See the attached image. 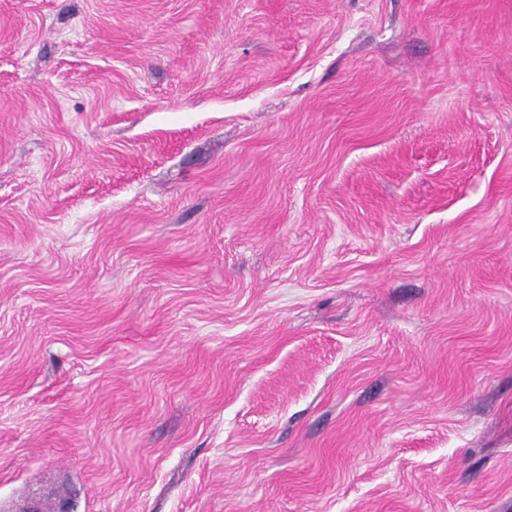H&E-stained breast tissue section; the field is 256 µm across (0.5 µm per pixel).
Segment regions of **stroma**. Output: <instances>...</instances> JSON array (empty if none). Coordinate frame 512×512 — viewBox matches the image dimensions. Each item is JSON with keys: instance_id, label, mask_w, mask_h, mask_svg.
Masks as SVG:
<instances>
[{"instance_id": "obj_1", "label": "stroma", "mask_w": 512, "mask_h": 512, "mask_svg": "<svg viewBox=\"0 0 512 512\" xmlns=\"http://www.w3.org/2000/svg\"><path fill=\"white\" fill-rule=\"evenodd\" d=\"M512 512V0H0V512Z\"/></svg>"}]
</instances>
